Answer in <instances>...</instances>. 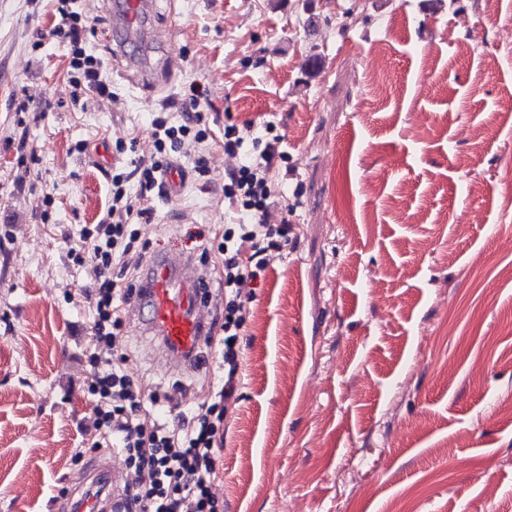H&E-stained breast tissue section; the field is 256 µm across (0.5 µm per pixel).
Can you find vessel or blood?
I'll list each match as a JSON object with an SVG mask.
<instances>
[{"mask_svg": "<svg viewBox=\"0 0 512 512\" xmlns=\"http://www.w3.org/2000/svg\"><path fill=\"white\" fill-rule=\"evenodd\" d=\"M151 13L152 0H114L113 24L122 34L113 44L116 54L127 55L129 45L146 33ZM202 293L203 276L193 257L183 254L156 258L143 278L135 298V312L146 315V323L158 336L169 365L190 364L209 334ZM97 479L101 490L94 495L81 494L77 499L79 512H121L123 499L108 464L98 468Z\"/></svg>", "mask_w": 512, "mask_h": 512, "instance_id": "b4317fda", "label": "vessel or blood"}]
</instances>
